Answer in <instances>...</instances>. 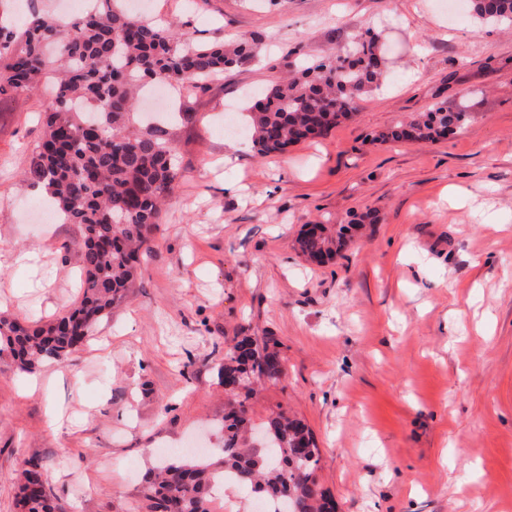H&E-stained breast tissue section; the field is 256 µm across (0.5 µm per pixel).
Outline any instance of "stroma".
Segmentation results:
<instances>
[{
	"label": "stroma",
	"instance_id": "1",
	"mask_svg": "<svg viewBox=\"0 0 512 512\" xmlns=\"http://www.w3.org/2000/svg\"><path fill=\"white\" fill-rule=\"evenodd\" d=\"M201 42L256 36L261 56L154 112L182 178L128 298L64 364L0 359V512L24 460L61 512H136L165 455L218 453L234 340L271 337L286 368L246 402L285 411L321 451L336 512H512V30L462 0H144ZM386 31L390 81L327 135L258 155L224 116L316 58ZM473 95L474 119L433 143L372 133ZM40 103L0 99V316L50 320L80 300L81 231L32 213L23 179ZM228 165H221L223 157ZM376 211L345 250L307 260L310 224Z\"/></svg>",
	"mask_w": 512,
	"mask_h": 512
}]
</instances>
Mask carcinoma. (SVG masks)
Returning <instances> with one entry per match:
<instances>
[{
	"mask_svg": "<svg viewBox=\"0 0 512 512\" xmlns=\"http://www.w3.org/2000/svg\"><path fill=\"white\" fill-rule=\"evenodd\" d=\"M481 24L512 26V0H468ZM57 59L46 71L47 53ZM261 52L255 39L234 44L197 43L186 33L153 19L95 0L71 22L37 12L22 28L0 20V98L43 97L46 130L34 147L25 180L47 186L57 214L79 225L82 297L68 312L47 322L0 319V354L19 371L45 361L64 363L93 328L126 299L162 207L180 180L174 163L176 140L162 127L135 126L143 80H168L190 94L213 76L239 67ZM387 75L380 35L372 28L355 34L340 54L310 59L266 88L246 116L245 133L261 156L322 137L349 119L366 92ZM472 118L467 100L436 103L373 137L380 142H435ZM374 211L340 224L335 233L305 232L301 253L332 258L357 224H372ZM228 387L278 382L285 377L279 354L269 344L242 337L220 370ZM265 446L250 441L249 418L240 394L224 409L222 457H176L150 471L142 492L143 512H224L216 486H233L278 505L272 512H334L315 470L319 448L301 421L283 412L261 423ZM20 512H59L43 466L24 462L17 476Z\"/></svg>",
	"mask_w": 512,
	"mask_h": 512,
	"instance_id": "cac0c4a2",
	"label": "carcinoma"
}]
</instances>
